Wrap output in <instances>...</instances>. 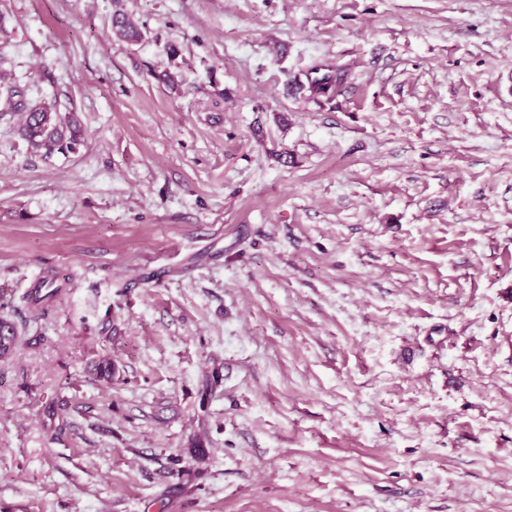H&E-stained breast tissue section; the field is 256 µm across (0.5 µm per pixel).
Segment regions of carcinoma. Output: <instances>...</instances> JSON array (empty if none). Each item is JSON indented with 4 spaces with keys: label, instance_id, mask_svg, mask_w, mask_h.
Segmentation results:
<instances>
[{
    "label": "carcinoma",
    "instance_id": "cac0c4a2",
    "mask_svg": "<svg viewBox=\"0 0 512 512\" xmlns=\"http://www.w3.org/2000/svg\"><path fill=\"white\" fill-rule=\"evenodd\" d=\"M112 28L116 36L137 43L142 40L141 31L124 14L117 13L112 18ZM349 78L347 67L329 66L327 71L316 66L306 75V81H293L289 90L293 94L308 92V98L317 100L330 97L336 88ZM0 103L6 114L21 115L19 135L28 147L46 156L54 153L76 151L84 142L85 132L79 119L71 112H59L55 107L41 104L30 105L21 95L20 89L0 72ZM63 285L52 273L41 276L33 288L21 297L30 314V320L37 322L49 315L62 294ZM14 307V299L0 302V359L11 356L19 343V329L4 310ZM98 377L107 383L112 382L117 367L110 357H102L95 364Z\"/></svg>",
    "mask_w": 512,
    "mask_h": 512
}]
</instances>
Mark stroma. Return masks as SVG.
Returning <instances> with one entry per match:
<instances>
[{
  "label": "stroma",
  "mask_w": 512,
  "mask_h": 512,
  "mask_svg": "<svg viewBox=\"0 0 512 512\" xmlns=\"http://www.w3.org/2000/svg\"><path fill=\"white\" fill-rule=\"evenodd\" d=\"M0 68L86 130L0 117V512H512V0H0ZM326 67L320 68L316 66L310 69V72L306 75V83L292 81L289 90L295 95L306 91L309 93V99L317 101L320 97H330L335 93L338 86L348 80L350 73L346 66ZM323 70L327 71L323 72ZM2 114H20L19 135L28 147L46 156L76 151L84 142L85 132L72 112H58L55 107L30 105L20 89L0 71V100ZM18 98V99H17ZM63 288L51 272L41 276L33 288L21 297L30 314V321L37 322L46 318L51 308L55 307ZM14 306V297H10L6 303L0 302V359L11 356L19 343L17 325L8 315L4 314V309L11 310Z\"/></svg>",
  "instance_id": "1"
}]
</instances>
